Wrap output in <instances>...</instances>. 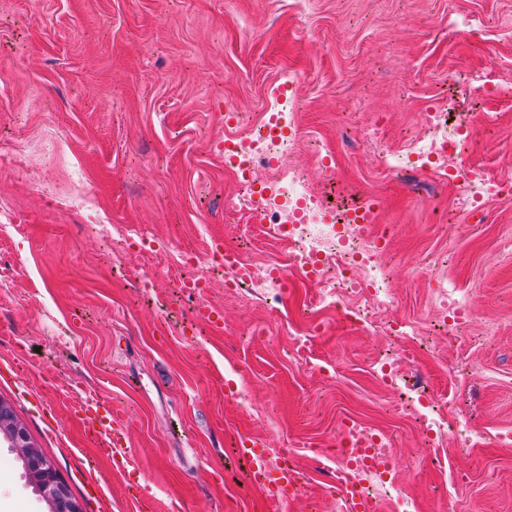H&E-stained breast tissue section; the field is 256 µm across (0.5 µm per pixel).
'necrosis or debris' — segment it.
<instances>
[{"mask_svg": "<svg viewBox=\"0 0 512 512\" xmlns=\"http://www.w3.org/2000/svg\"><path fill=\"white\" fill-rule=\"evenodd\" d=\"M269 108L268 118L234 135L224 153L226 169L243 173L262 166L272 172L264 187L250 192L247 211L257 223L287 236L294 262L309 282L328 288L334 297L367 294L373 302H384L386 273L378 259V245L365 237L362 226L349 214L327 209L303 185L301 175L283 162L288 153L303 145L295 126L298 94L275 93ZM429 121V132L415 149L385 156L388 167L413 171L416 160L457 151L463 138L479 130L472 113L464 114L446 132L441 129L439 113H430ZM356 265L362 275L354 279L349 270Z\"/></svg>", "mask_w": 512, "mask_h": 512, "instance_id": "4bbe7bcc", "label": "necrosis or debris"}]
</instances>
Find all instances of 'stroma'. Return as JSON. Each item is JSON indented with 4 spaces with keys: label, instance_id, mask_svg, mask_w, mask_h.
<instances>
[{
    "label": "stroma",
    "instance_id": "stroma-1",
    "mask_svg": "<svg viewBox=\"0 0 512 512\" xmlns=\"http://www.w3.org/2000/svg\"><path fill=\"white\" fill-rule=\"evenodd\" d=\"M491 71L512 76V0H0V399L84 512L90 477L111 512H264L242 437L294 457L285 512H338L347 422L392 453L379 512H512V194L466 206L447 171L383 163L430 113L476 109L458 157L512 183V95L480 93ZM291 79L305 146L286 164L336 205L379 203L364 233L383 243L388 300L344 299L368 325L318 302L291 245L239 209L267 171L224 168L225 113L258 120ZM216 239L282 268L279 300L222 273L181 288ZM443 280L464 330L439 321ZM201 301L221 326L196 323ZM385 354L426 401L385 385ZM94 395L125 429V476L80 434ZM434 415L448 433L433 442ZM0 512H48L4 443Z\"/></svg>",
    "mask_w": 512,
    "mask_h": 512
}]
</instances>
